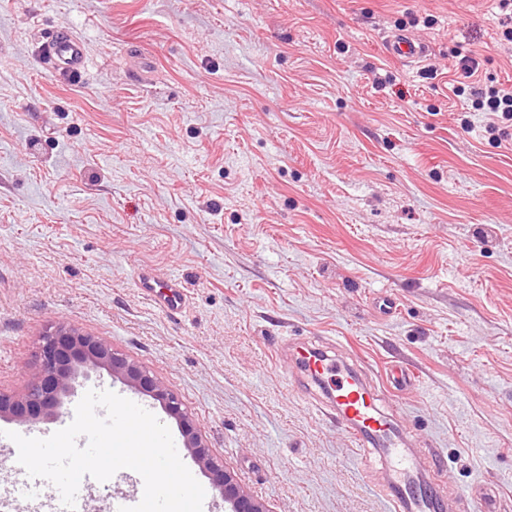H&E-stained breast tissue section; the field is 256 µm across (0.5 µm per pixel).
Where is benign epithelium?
Returning <instances> with one entry per match:
<instances>
[{
	"label": "benign epithelium",
	"instance_id": "benign-epithelium-1",
	"mask_svg": "<svg viewBox=\"0 0 512 512\" xmlns=\"http://www.w3.org/2000/svg\"><path fill=\"white\" fill-rule=\"evenodd\" d=\"M39 357L40 364L30 374L25 394L20 397L0 394L1 418L26 425L58 407L61 396L75 382L79 367L104 368L152 395L169 416L179 420L184 447L208 475L214 490L224 498V512H269L266 504L248 493L206 446L181 400L148 370L116 352L108 342L61 325L44 335Z\"/></svg>",
	"mask_w": 512,
	"mask_h": 512
}]
</instances>
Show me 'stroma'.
Listing matches in <instances>:
<instances>
[{"label":"stroma","instance_id":"1","mask_svg":"<svg viewBox=\"0 0 512 512\" xmlns=\"http://www.w3.org/2000/svg\"><path fill=\"white\" fill-rule=\"evenodd\" d=\"M500 0H0V392L42 337L106 340L183 402L270 512H390L381 463L303 392L283 343L334 346L383 383L450 494L512 512V125L499 139L450 85L457 54L512 84ZM85 41L81 79L40 47ZM401 30L423 62L386 57ZM182 281L171 317L134 286ZM389 294L394 310L380 309ZM101 368L27 426L44 435Z\"/></svg>","mask_w":512,"mask_h":512}]
</instances>
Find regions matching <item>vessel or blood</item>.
Here are the masks:
<instances>
[{
	"instance_id": "b4317fda",
	"label": "vessel or blood",
	"mask_w": 512,
	"mask_h": 512,
	"mask_svg": "<svg viewBox=\"0 0 512 512\" xmlns=\"http://www.w3.org/2000/svg\"><path fill=\"white\" fill-rule=\"evenodd\" d=\"M42 48L56 77L71 80L83 74L85 44L71 28L56 27ZM385 50L389 57L411 62L424 59L428 52L424 43L401 31L387 38ZM136 286L146 299L168 314H179L188 304V296L178 282L160 281L153 270L141 269ZM291 355L300 371L326 390L337 421L358 445L383 453L391 512H454V503L438 484L430 481L427 463L412 455L408 439L394 418L395 408L388 394L412 386L413 377L408 371L391 370L389 384L384 387L350 372L342 357L326 350L302 344L293 346Z\"/></svg>"
}]
</instances>
